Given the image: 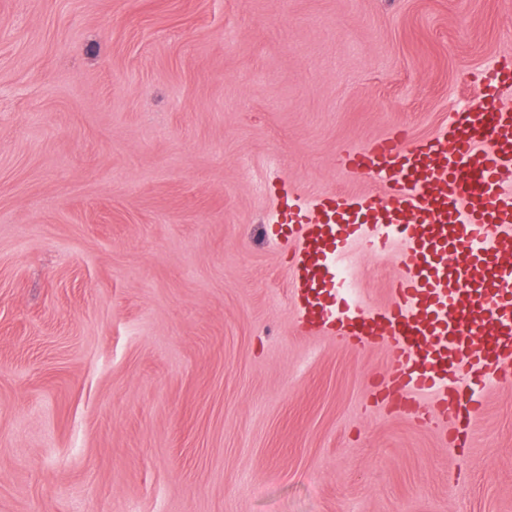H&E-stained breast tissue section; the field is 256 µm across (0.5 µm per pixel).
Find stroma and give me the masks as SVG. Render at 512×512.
<instances>
[{"mask_svg":"<svg viewBox=\"0 0 512 512\" xmlns=\"http://www.w3.org/2000/svg\"><path fill=\"white\" fill-rule=\"evenodd\" d=\"M509 57L512 0H0V512H512V373L461 442L371 404L272 221Z\"/></svg>","mask_w":512,"mask_h":512,"instance_id":"obj_1","label":"stroma"}]
</instances>
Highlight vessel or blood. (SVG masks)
I'll list each match as a JSON object with an SVG mask.
<instances>
[{"instance_id":"b4317fda","label":"vessel or blood","mask_w":512,"mask_h":512,"mask_svg":"<svg viewBox=\"0 0 512 512\" xmlns=\"http://www.w3.org/2000/svg\"><path fill=\"white\" fill-rule=\"evenodd\" d=\"M480 85L479 102L427 141L397 135L341 148L338 167L380 182L387 199L336 192L307 202L291 191L274 217L298 239L290 283L302 327L355 348L387 347L395 367L376 394L457 430L487 383L512 368V102L500 100L512 61ZM397 236L392 299L362 308L337 278L345 249L359 242L384 254ZM422 393L435 395L430 408Z\"/></svg>"}]
</instances>
